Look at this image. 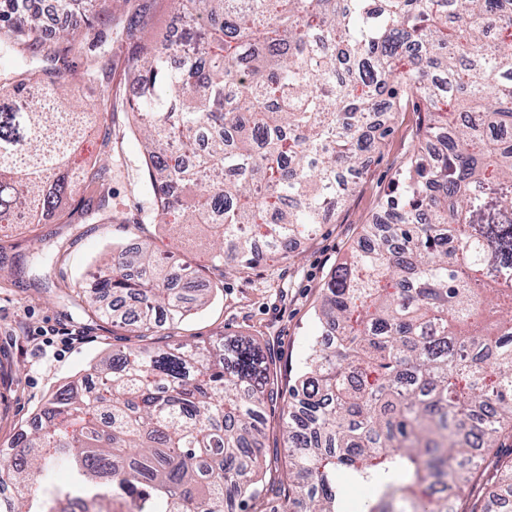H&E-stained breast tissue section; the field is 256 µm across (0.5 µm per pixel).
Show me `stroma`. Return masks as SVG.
I'll use <instances>...</instances> for the list:
<instances>
[{"mask_svg": "<svg viewBox=\"0 0 512 512\" xmlns=\"http://www.w3.org/2000/svg\"><path fill=\"white\" fill-rule=\"evenodd\" d=\"M72 26L77 36L59 56L67 65L65 77L77 86V101L91 106L108 86L117 100L132 97L135 88L124 72L127 56L152 37L175 36L179 21L167 0H107L95 27L78 16ZM420 118L411 110L397 115L347 204L314 234L298 238L288 254H270L228 272L211 262L205 236L185 239L157 223L139 188L141 144L128 135L123 112H115L109 125L87 136L77 156L82 166L110 162L111 182L88 177L77 181L73 194L74 200L94 201L111 190V222L70 224L53 213L38 224L0 226V447L93 359L136 344L130 329L90 319L80 299L91 265L134 240L196 269L202 284L216 286L181 324L182 339L243 335L269 350L270 376L281 396L266 406V457L283 458L286 394L317 332L315 311L324 285L359 248L365 224L377 216L382 196L412 152ZM48 328L54 336L47 342L41 332Z\"/></svg>", "mask_w": 512, "mask_h": 512, "instance_id": "1", "label": "stroma"}]
</instances>
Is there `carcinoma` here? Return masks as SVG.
Instances as JSON below:
<instances>
[{"instance_id":"1","label":"carcinoma","mask_w":512,"mask_h":512,"mask_svg":"<svg viewBox=\"0 0 512 512\" xmlns=\"http://www.w3.org/2000/svg\"><path fill=\"white\" fill-rule=\"evenodd\" d=\"M39 2L0 0L3 44L31 57L73 36L46 38ZM98 2L56 0L90 25ZM169 2L179 37L127 57V125L153 213L207 226L213 263L309 235L411 106L419 147L324 287L288 392L287 474L266 480L264 354L175 340L213 289L142 245L104 259L85 297L144 344L97 359L18 433L28 452L0 457V482L19 493L0 512H66L63 495L84 512H512V0ZM73 95L59 70L0 72V224L72 197L112 90L81 112ZM73 217L112 221V194ZM344 480L373 497L347 500Z\"/></svg>"}]
</instances>
